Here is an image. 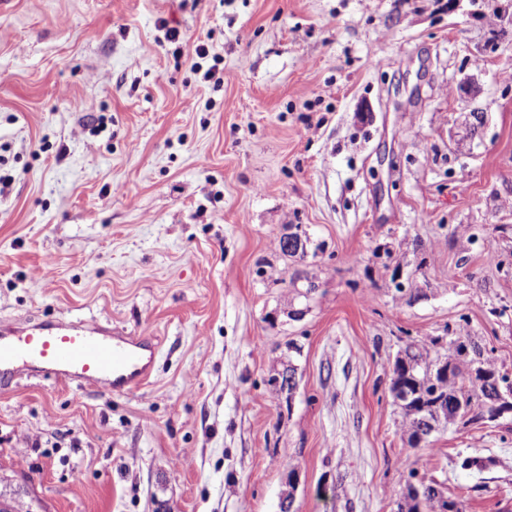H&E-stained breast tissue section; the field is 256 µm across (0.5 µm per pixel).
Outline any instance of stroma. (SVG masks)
I'll use <instances>...</instances> for the list:
<instances>
[{"label": "stroma", "instance_id": "35a3bbf8", "mask_svg": "<svg viewBox=\"0 0 512 512\" xmlns=\"http://www.w3.org/2000/svg\"><path fill=\"white\" fill-rule=\"evenodd\" d=\"M510 3L9 0L0 323L157 350L124 392L0 379V502L399 512L417 476L512 512V413L413 448L389 390L431 336L512 376Z\"/></svg>", "mask_w": 512, "mask_h": 512}]
</instances>
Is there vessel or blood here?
I'll list each match as a JSON object with an SVG mask.
<instances>
[{
	"label": "vessel or blood",
	"mask_w": 512,
	"mask_h": 512,
	"mask_svg": "<svg viewBox=\"0 0 512 512\" xmlns=\"http://www.w3.org/2000/svg\"><path fill=\"white\" fill-rule=\"evenodd\" d=\"M149 349L140 337L105 335L101 324L48 322L21 332L0 326V376L20 362L47 364L61 380H80L108 391L130 390L150 374Z\"/></svg>",
	"instance_id": "obj_1"
}]
</instances>
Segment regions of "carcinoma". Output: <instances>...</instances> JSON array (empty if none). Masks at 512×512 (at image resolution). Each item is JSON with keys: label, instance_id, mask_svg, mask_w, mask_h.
I'll use <instances>...</instances> for the list:
<instances>
[{"label": "carcinoma", "instance_id": "1", "mask_svg": "<svg viewBox=\"0 0 512 512\" xmlns=\"http://www.w3.org/2000/svg\"><path fill=\"white\" fill-rule=\"evenodd\" d=\"M284 235L275 250L288 257H303L305 246L290 242ZM439 339L430 338L411 344L404 355L395 358L391 370L390 392L400 400L408 421V443L419 446L418 431L423 419L433 417L432 408L448 407L445 421L464 425L493 416V394L481 383V373L492 369L479 344L454 340L442 351Z\"/></svg>", "mask_w": 512, "mask_h": 512}]
</instances>
